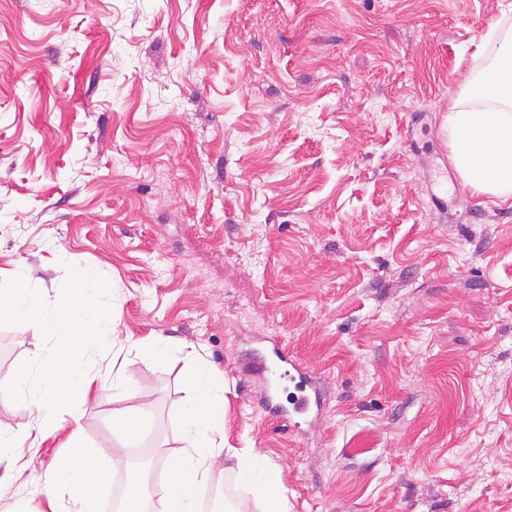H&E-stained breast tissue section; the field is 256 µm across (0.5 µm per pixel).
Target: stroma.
Segmentation results:
<instances>
[{
	"label": "stroma",
	"instance_id": "stroma-1",
	"mask_svg": "<svg viewBox=\"0 0 512 512\" xmlns=\"http://www.w3.org/2000/svg\"><path fill=\"white\" fill-rule=\"evenodd\" d=\"M512 0H0V272L48 298L98 270L123 394L73 399L112 448L141 412L176 449L189 350L224 377L226 445L266 456L288 512H512V204L443 209L448 106ZM285 345L327 393L285 426L243 360ZM50 345L0 319V423Z\"/></svg>",
	"mask_w": 512,
	"mask_h": 512
}]
</instances>
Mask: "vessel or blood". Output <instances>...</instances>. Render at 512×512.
Masks as SVG:
<instances>
[{
    "mask_svg": "<svg viewBox=\"0 0 512 512\" xmlns=\"http://www.w3.org/2000/svg\"><path fill=\"white\" fill-rule=\"evenodd\" d=\"M247 370L264 382L265 387L261 396L268 401V411L277 420L288 423L289 427L297 428L319 415L323 404V390L318 379L303 365L288 358L284 349L273 348L271 357L249 363ZM283 378L296 381L300 391L299 397L288 409L271 401L273 383Z\"/></svg>",
    "mask_w": 512,
    "mask_h": 512,
    "instance_id": "obj_1",
    "label": "vessel or blood"
}]
</instances>
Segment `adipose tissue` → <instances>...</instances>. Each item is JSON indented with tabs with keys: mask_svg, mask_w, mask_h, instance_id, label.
<instances>
[{
	"mask_svg": "<svg viewBox=\"0 0 512 512\" xmlns=\"http://www.w3.org/2000/svg\"><path fill=\"white\" fill-rule=\"evenodd\" d=\"M474 58L481 68L449 107L450 161L464 186L507 202L512 200V24H490ZM75 281V292L49 300L24 268L0 280V308L18 325L36 323L52 342L13 377L17 397L36 407L39 415L30 431L0 427V467L5 472H12L27 439L41 442L54 434L64 403L60 383H67L71 395L86 397L97 388L121 389L131 375L132 349L124 345L113 351L104 372H92L87 356L97 350L99 337L107 335L112 308L101 293L96 271H79ZM189 377L178 418L176 462L169 468L168 488L152 500L151 512H199L193 490H184L182 483H209L224 456L235 459L237 473L261 512H288L286 499L277 492L279 474L264 456L224 445L223 378L203 361L192 365ZM66 446L64 457L45 467L32 488L33 496L45 500L35 512H63L66 497L76 502L78 512H100L111 476L105 451L86 445L77 427Z\"/></svg>",
	"mask_w": 512,
	"mask_h": 512,
	"instance_id": "adipose-tissue-1",
	"label": "adipose tissue"
}]
</instances>
